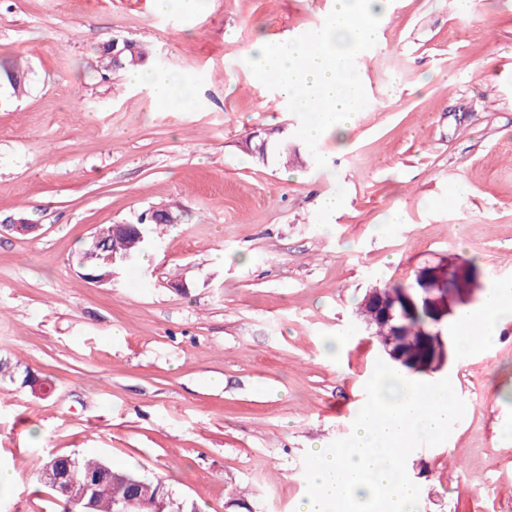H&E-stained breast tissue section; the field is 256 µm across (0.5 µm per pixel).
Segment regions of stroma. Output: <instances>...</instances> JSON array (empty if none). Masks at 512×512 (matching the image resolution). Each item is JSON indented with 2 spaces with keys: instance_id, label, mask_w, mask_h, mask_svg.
I'll return each instance as SVG.
<instances>
[{
  "instance_id": "obj_1",
  "label": "stroma",
  "mask_w": 512,
  "mask_h": 512,
  "mask_svg": "<svg viewBox=\"0 0 512 512\" xmlns=\"http://www.w3.org/2000/svg\"><path fill=\"white\" fill-rule=\"evenodd\" d=\"M333 7L0 0V57L27 73L22 92L0 84V359L17 376L0 383V468L16 475L0 512H58L34 480L51 452L138 470L197 512H296L306 454L351 434L381 357L355 315L369 288L473 259L482 289L512 297V0H389L386 49L352 58L344 149L306 141L307 114L245 55L316 32ZM115 38L147 44L192 104L102 73ZM263 142L297 157L257 163ZM336 193L344 207L324 214ZM160 207L178 221L147 262L84 276L95 232ZM435 377L466 412L407 459L418 512H512V320Z\"/></svg>"
}]
</instances>
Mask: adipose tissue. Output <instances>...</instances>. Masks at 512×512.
<instances>
[{
    "label": "adipose tissue",
    "instance_id": "1",
    "mask_svg": "<svg viewBox=\"0 0 512 512\" xmlns=\"http://www.w3.org/2000/svg\"><path fill=\"white\" fill-rule=\"evenodd\" d=\"M382 0H336L329 25L318 32L280 47L256 42L247 49L260 80L275 79L283 96L310 110L311 119L302 134L306 140L321 141L327 133L346 140L358 120V81L348 61L359 48L376 41L370 15ZM128 82L161 105L173 99L191 103V87L171 75L147 67L127 71ZM512 317V298L497 289L482 297L478 312H462L457 319V347L469 357L477 346L496 338L500 321Z\"/></svg>",
    "mask_w": 512,
    "mask_h": 512
}]
</instances>
